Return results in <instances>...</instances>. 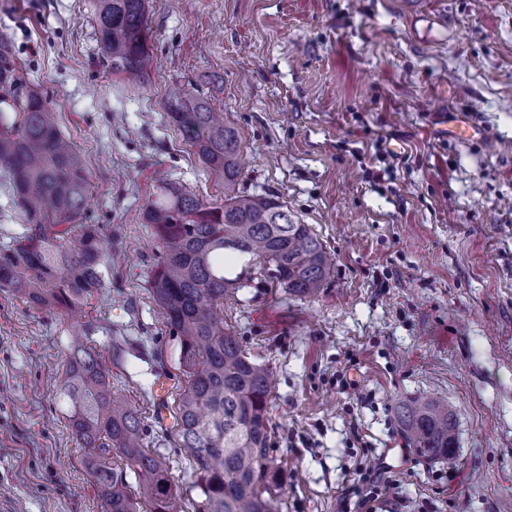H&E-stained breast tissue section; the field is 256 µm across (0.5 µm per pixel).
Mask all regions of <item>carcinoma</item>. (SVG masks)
Returning a JSON list of instances; mask_svg holds the SVG:
<instances>
[{"instance_id":"cac0c4a2","label":"carcinoma","mask_w":512,"mask_h":512,"mask_svg":"<svg viewBox=\"0 0 512 512\" xmlns=\"http://www.w3.org/2000/svg\"><path fill=\"white\" fill-rule=\"evenodd\" d=\"M95 35L114 76L146 80L153 67L147 0H94ZM169 121L195 150L208 174L224 183V203L210 206L177 182L159 184L145 222L161 256L152 293L180 344L186 386L177 404L181 447L191 454L200 490L195 512H280L278 474L269 456L272 369L253 361L224 326V299L241 276L224 272V253L268 273L299 297L316 295L335 269L317 234L277 195L240 188L238 129L208 99L180 85L166 94ZM0 179L27 233L0 248V288L37 308L70 311L104 288L109 263L104 225L79 224L90 175L55 112L23 80L9 41L0 37ZM61 395L67 425L104 512H180L166 458L145 448L138 409L112 391L92 351H75ZM411 447L453 463L456 432L448 404L423 398L396 408ZM138 478L132 494L127 476Z\"/></svg>"}]
</instances>
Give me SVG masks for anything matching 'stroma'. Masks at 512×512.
<instances>
[{"instance_id":"1","label":"stroma","mask_w":512,"mask_h":512,"mask_svg":"<svg viewBox=\"0 0 512 512\" xmlns=\"http://www.w3.org/2000/svg\"><path fill=\"white\" fill-rule=\"evenodd\" d=\"M148 15L138 85L101 65L92 0H0V35L90 174L80 221L106 225L112 255L74 312L0 290V512H102L59 395L79 345L194 512L143 213L161 176L213 205L224 187L165 114L172 82L231 117L244 190L279 195L335 258L314 298L254 272L224 303L274 373L281 512H351L369 490L357 467L397 479L385 512H512V0H148ZM452 113L479 138L443 135ZM417 397L451 408L455 464L405 441L395 408Z\"/></svg>"}]
</instances>
